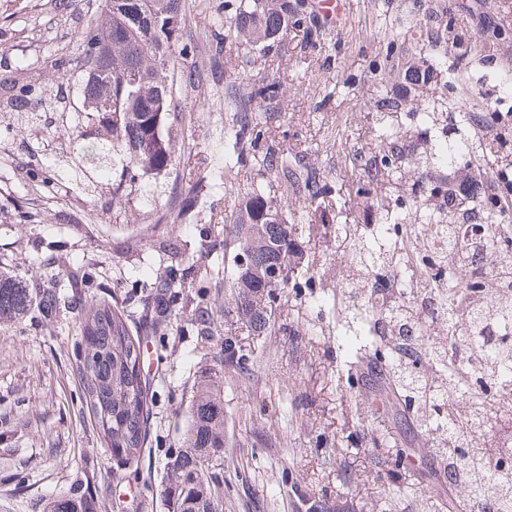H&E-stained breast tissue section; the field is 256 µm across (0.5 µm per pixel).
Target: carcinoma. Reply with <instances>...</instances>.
<instances>
[{
  "instance_id": "1",
  "label": "carcinoma",
  "mask_w": 512,
  "mask_h": 512,
  "mask_svg": "<svg viewBox=\"0 0 512 512\" xmlns=\"http://www.w3.org/2000/svg\"><path fill=\"white\" fill-rule=\"evenodd\" d=\"M125 9L119 15L101 11L100 20L79 31L81 45H86V33L92 28L111 32L112 47L93 61L82 57L85 67L84 97L92 105L109 98L118 107L119 118L105 126L108 147L123 154L128 163L146 170H165L175 161V149L163 135V127L172 112V84L168 67L173 45L165 31V19L181 21L184 0H123ZM227 35L235 37L252 51L262 54L267 47L284 41L288 31L301 30L307 43H321V30L308 23L303 0H247L235 12L224 16ZM139 76L135 85L127 76ZM279 97V86L266 82L240 97L238 117L234 126L224 135V152L245 165L250 154L258 151L260 142L268 139L270 127L253 115L254 101L271 102ZM399 153L396 148L381 149L371 156L375 166L373 178L357 189L378 220V224L402 225L394 213L388 194L382 192L385 179L390 176ZM266 172L283 176L286 186L299 194L307 206L327 209L332 204L333 185L313 168L297 171L299 164L292 153L266 147L259 160ZM448 213H435L415 208L420 226L404 228L406 236L428 239L444 238L445 245L438 250L439 262L449 266L448 286L435 288L431 279L422 275L413 285L415 301L403 300L394 308L379 305L372 276L376 268H393L404 262L408 254L377 250L372 240L359 239L351 250H342L337 262L348 268L350 276L366 284L361 292L353 293L345 306L342 340L348 343L349 359L345 361L352 379L364 373L370 358L392 354L386 364L389 383L416 408L421 426L443 425L453 437L451 453L459 459L470 474V482L460 486L468 499L484 500L497 497L503 512H512V481L498 482L495 490L485 480V471L491 468V459L483 445L482 407L487 400L482 393L464 385V375L458 362L448 358V337L443 330L435 331L432 339L419 338L420 328L412 319L419 310V302L438 297L447 310H455L457 323H464L468 331L455 333L458 341L471 340V330L493 316L498 325L512 331V302L495 303L476 298L465 305L461 295L480 288L472 270L459 261V252L451 239L456 200L449 199ZM483 223L479 230L493 248L509 242L512 224L501 223L504 213L499 196L484 192L480 199ZM277 209L274 201L254 186L237 194L236 202L224 216V239L211 245V251L229 256L230 265L222 266L224 294L233 303L236 321L254 336L267 334L271 324L272 308L268 307L277 289L289 286L295 276L308 274L303 250L296 237V225L284 217L276 224L271 214ZM250 250L258 257L262 271L246 279L238 266V256ZM285 266L288 274L278 287L270 286L269 271L274 265ZM175 278L151 283L150 301L139 317L143 335L165 331L172 317L177 315L173 300ZM59 293L53 288L32 291L11 277L0 275V322L12 319L36 306L43 312L55 310ZM131 314L109 306L97 308L92 316L80 322L81 345L76 359L75 375L86 402L103 437L120 460H135L144 447L151 416L149 383L134 377L129 370V357L135 345L143 344L132 334ZM483 365L470 369L472 382L495 386L512 379V343H502L482 351ZM461 401L468 407V415H441L443 399ZM227 411L224 408V383L219 373L207 369L199 375L192 387L187 409L186 434L182 449L170 456L166 469L172 473L164 486L166 504L175 512H223L224 476L221 470H212L206 462L214 457L224 459ZM48 512H94L90 487L76 488L67 495L48 503Z\"/></svg>"
}]
</instances>
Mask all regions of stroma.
Wrapping results in <instances>:
<instances>
[{
  "mask_svg": "<svg viewBox=\"0 0 512 512\" xmlns=\"http://www.w3.org/2000/svg\"><path fill=\"white\" fill-rule=\"evenodd\" d=\"M102 0H0V272L27 288L60 289L52 314L30 309L0 324V512H45L46 503L77 484H90L95 512H167L163 488L170 454L180 450L196 375L214 367L222 342L234 359L223 367L229 413L224 457L223 512H436L447 504L448 473L439 434L419 426L403 398L377 379L359 378L344 396L334 302L348 274L336 262L344 225L365 226L363 201L347 186L360 173L357 157H370L382 127L402 131L392 198H418L439 209L429 190L440 181L431 136L464 141L486 153L487 169L512 179V120L497 136H483L465 113L490 110L512 117V0H345L346 22L325 30L320 45L301 33L250 63L246 47L224 39V15L238 0H186L175 101L164 133L176 161L155 173L128 164L116 152L92 158L104 129L85 114L81 46L77 32L96 20ZM454 22L472 54L458 55L445 33ZM510 31L507 39L494 38ZM396 40L401 67L438 58L439 75L411 109L381 115L386 92L404 94V76L385 79L374 61ZM465 75L464 105L444 99L449 73ZM276 81L281 95L268 118L276 147L297 154L340 187L333 222L287 194L276 175L257 178L255 162L224 169V131L236 119L241 94ZM28 88L38 105L17 112L6 105L12 89ZM434 113L432 130L418 115ZM283 206L313 272L312 284L287 288L272 304L270 335L253 336L232 318L210 253L224 237L230 210L247 177ZM175 257L159 254L162 244ZM90 272L85 303H71L76 268ZM182 270L177 318L165 334L149 337L144 367L154 406L138 464L113 456L73 375L79 318L93 302L126 309L147 291L134 280ZM213 312L212 336L197 333L195 309ZM381 423L393 447L377 449L364 429ZM412 465L398 466L397 454ZM431 487L427 500L420 487Z\"/></svg>",
  "mask_w": 512,
  "mask_h": 512,
  "instance_id": "35a3bbf8",
  "label": "stroma"
}]
</instances>
